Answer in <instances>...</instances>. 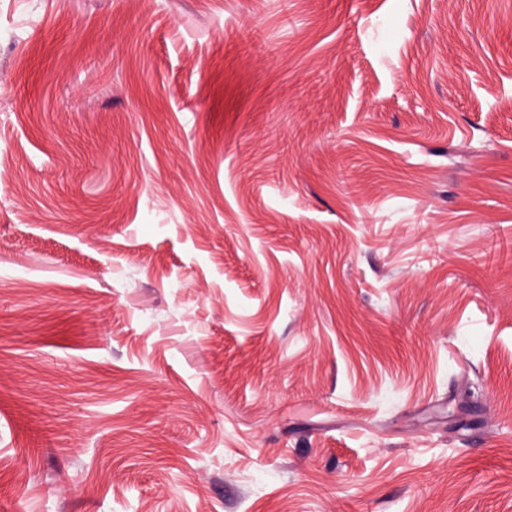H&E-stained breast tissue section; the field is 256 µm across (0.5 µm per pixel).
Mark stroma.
<instances>
[{
  "instance_id": "35a3bbf8",
  "label": "stroma",
  "mask_w": 512,
  "mask_h": 512,
  "mask_svg": "<svg viewBox=\"0 0 512 512\" xmlns=\"http://www.w3.org/2000/svg\"><path fill=\"white\" fill-rule=\"evenodd\" d=\"M0 512H512V0H0Z\"/></svg>"
}]
</instances>
